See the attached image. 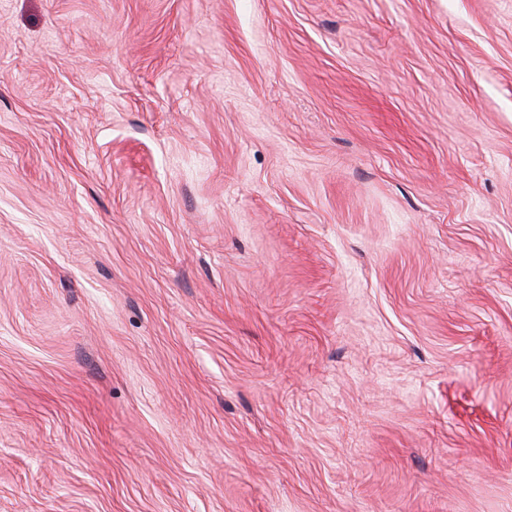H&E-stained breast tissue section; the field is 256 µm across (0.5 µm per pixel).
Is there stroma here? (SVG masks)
<instances>
[{"instance_id":"stroma-1","label":"stroma","mask_w":512,"mask_h":512,"mask_svg":"<svg viewBox=\"0 0 512 512\" xmlns=\"http://www.w3.org/2000/svg\"><path fill=\"white\" fill-rule=\"evenodd\" d=\"M0 512H512V0H0Z\"/></svg>"}]
</instances>
